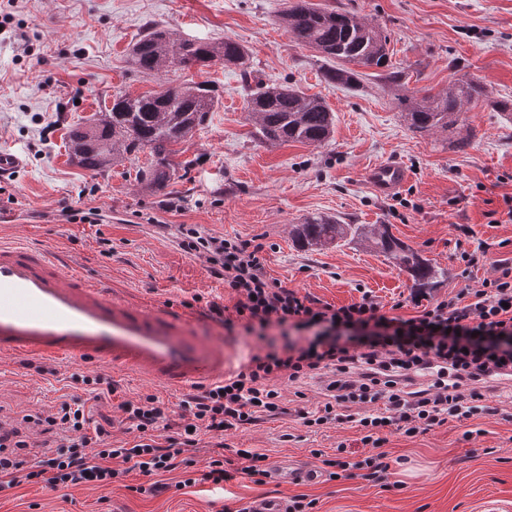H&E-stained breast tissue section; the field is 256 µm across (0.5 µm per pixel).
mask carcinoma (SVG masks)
Wrapping results in <instances>:
<instances>
[{
	"label": "carcinoma",
	"instance_id": "cac0c4a2",
	"mask_svg": "<svg viewBox=\"0 0 512 512\" xmlns=\"http://www.w3.org/2000/svg\"><path fill=\"white\" fill-rule=\"evenodd\" d=\"M282 20L296 44L312 48L335 63L324 72L330 83H355L359 76L356 66L379 69L380 78L388 82L403 78V72L389 64L388 36L381 27L351 12L316 8L309 0H291ZM215 62L233 66L244 76L251 74L247 52L231 38L200 41L176 37L154 26L133 48V63L145 74L167 72L173 67H208ZM483 96L487 92L479 83L455 79L442 93L411 98L404 118L419 133L455 129L458 147L463 149L470 144L471 132L460 118L462 109ZM217 102L207 81L188 80L136 97L120 95L112 101L105 118L70 129L69 155L82 167L102 172L123 158L147 151L151 161L139 171L140 183L149 190H161L175 175L172 146L191 139ZM248 111L258 134L269 143L320 145L333 133V113L325 102L288 86L257 84L250 94ZM292 237L298 246L312 251L358 242L384 254L418 288H430L445 275L444 269L395 238L385 224H342L316 216L295 225Z\"/></svg>",
	"mask_w": 512,
	"mask_h": 512
}]
</instances>
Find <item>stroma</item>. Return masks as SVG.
<instances>
[{
	"mask_svg": "<svg viewBox=\"0 0 512 512\" xmlns=\"http://www.w3.org/2000/svg\"><path fill=\"white\" fill-rule=\"evenodd\" d=\"M328 10L354 13L384 29L391 62L403 70L388 84L362 69L357 85L328 83L329 63L297 45L282 23L289 0H15L13 28L25 41L0 35V149L22 165L0 177V243L34 245L78 263L93 283L115 288L138 302L185 310L202 332L217 337L235 358L257 347L241 327L225 329L208 304L233 307L236 296L214 278L204 258L185 252L180 226L204 236L260 238L265 269L283 286L340 306L362 292L384 306L404 303L416 312L408 275L386 257L356 243L305 250L291 237L293 225L311 216L346 224H384L390 233L447 275L432 296L447 297L478 286L494 260L512 261V120L496 101L512 99V0H312ZM176 35L217 41L231 38L248 52L252 80L216 63L198 70L144 74L131 64V49L148 25ZM488 88L490 100L465 105L470 145L456 149L453 131L421 134L405 122L402 100L437 94L459 75ZM209 81L218 105L172 161L184 174L165 189L146 191L137 178L147 166L142 152L94 172L72 161L67 132L111 108L116 94L142 95L186 80ZM287 84L324 99L334 114L332 138L319 146L270 145L257 135L247 109L255 81ZM402 163L403 188L375 193L367 169L380 161ZM95 210L93 222L72 220L75 210ZM488 248L470 272L460 249ZM77 374L112 383L113 394L95 402V414L116 419L113 443L131 440L120 425L119 405L153 395L177 406L183 391L118 373L110 366L76 362L0 359V422L57 412L63 403L87 400ZM285 413L264 418L224 437V457L236 479L216 486L181 487L182 470L156 475L161 488L139 493L144 481L130 472L108 486L84 484L54 490L25 483L0 492V512H238L268 499L307 495L315 512H512V384L491 383L495 416H481L408 437L389 433L383 446L391 464L388 486L359 478L319 484L263 483L240 475L239 448H259L270 465L285 457L321 468L338 444L354 445L350 425L313 430L299 409L321 400L316 386L281 383ZM323 458H316L315 450Z\"/></svg>",
	"mask_w": 512,
	"mask_h": 512,
	"instance_id": "stroma-1",
	"label": "stroma"
}]
</instances>
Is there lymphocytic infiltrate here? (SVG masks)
<instances>
[{
  "label": "lymphocytic infiltrate",
  "mask_w": 512,
  "mask_h": 512,
  "mask_svg": "<svg viewBox=\"0 0 512 512\" xmlns=\"http://www.w3.org/2000/svg\"><path fill=\"white\" fill-rule=\"evenodd\" d=\"M181 246L204 256L210 272L237 296L232 309L211 304L225 327L241 324L260 343L245 370L178 407L188 422L161 434L170 408L158 397L127 400L119 408L136 430L133 442L113 445L112 418L97 421L83 403L62 404L45 417L25 416L39 433L59 437L38 465L22 458L26 433L0 425V490L40 481L52 488L111 484L120 470L112 460L152 476L176 469L177 458L203 437H220L282 411L278 381L319 383L324 401L299 410L309 428L349 424L358 428L360 450L341 445L330 468L345 477L385 480L390 468L381 447L385 435L427 432L450 420L493 414L488 381L512 379V266L496 264L480 286L446 298H430L416 315L383 313L370 293L335 306L282 286L268 276L256 239L204 237L187 229ZM281 334H268L271 326Z\"/></svg>",
  "instance_id": "lymphocytic-infiltrate-1"
}]
</instances>
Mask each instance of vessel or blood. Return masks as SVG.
<instances>
[{
	"label": "vessel or blood",
	"instance_id": "b4317fda",
	"mask_svg": "<svg viewBox=\"0 0 512 512\" xmlns=\"http://www.w3.org/2000/svg\"><path fill=\"white\" fill-rule=\"evenodd\" d=\"M402 165H372L366 180L379 195L406 181ZM192 322L172 311L107 295L85 275L43 249L0 243V357L28 355L45 360L74 357L88 366L111 363L121 372L180 388L224 378L233 369L223 347L192 335ZM282 482L304 478L281 462Z\"/></svg>",
	"mask_w": 512,
	"mask_h": 512
}]
</instances>
